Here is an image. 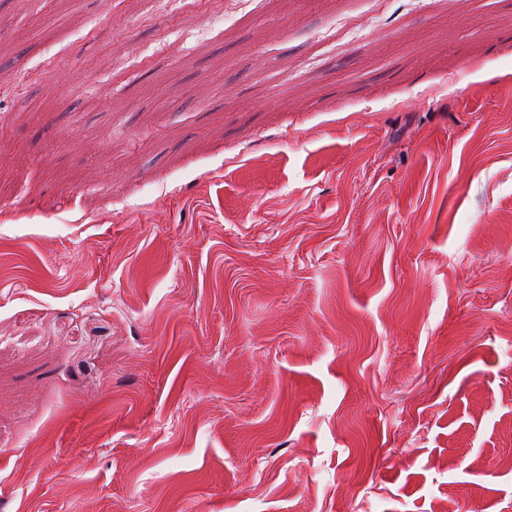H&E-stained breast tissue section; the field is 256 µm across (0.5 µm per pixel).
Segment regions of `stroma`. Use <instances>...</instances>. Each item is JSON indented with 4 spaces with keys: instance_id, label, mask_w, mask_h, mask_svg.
I'll list each match as a JSON object with an SVG mask.
<instances>
[{
    "instance_id": "1",
    "label": "stroma",
    "mask_w": 512,
    "mask_h": 512,
    "mask_svg": "<svg viewBox=\"0 0 512 512\" xmlns=\"http://www.w3.org/2000/svg\"><path fill=\"white\" fill-rule=\"evenodd\" d=\"M0 512H512V0H0Z\"/></svg>"
}]
</instances>
